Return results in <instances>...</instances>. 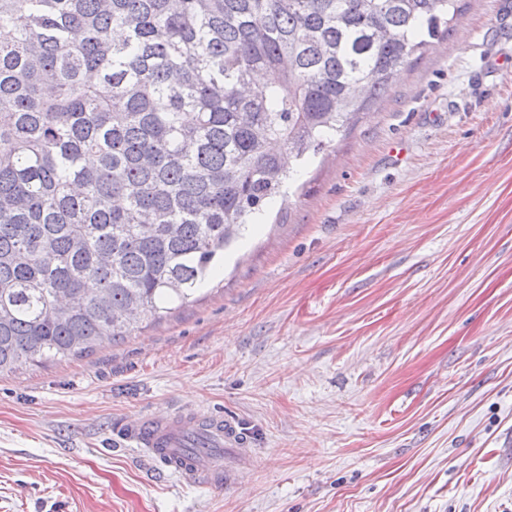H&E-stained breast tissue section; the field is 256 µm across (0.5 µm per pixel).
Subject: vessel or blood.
Returning a JSON list of instances; mask_svg holds the SVG:
<instances>
[{
    "label": "vessel or blood",
    "mask_w": 512,
    "mask_h": 512,
    "mask_svg": "<svg viewBox=\"0 0 512 512\" xmlns=\"http://www.w3.org/2000/svg\"><path fill=\"white\" fill-rule=\"evenodd\" d=\"M124 440L153 462L176 472L190 485L224 487L229 475L219 458L193 456L184 446L191 437L207 440L215 448H239L243 437L238 423L221 416H200L192 410L174 414L147 413L128 421L121 429Z\"/></svg>",
    "instance_id": "vessel-or-blood-1"
}]
</instances>
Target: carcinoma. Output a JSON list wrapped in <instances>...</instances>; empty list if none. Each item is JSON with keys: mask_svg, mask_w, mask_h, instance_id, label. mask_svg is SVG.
Wrapping results in <instances>:
<instances>
[{"mask_svg": "<svg viewBox=\"0 0 512 512\" xmlns=\"http://www.w3.org/2000/svg\"><path fill=\"white\" fill-rule=\"evenodd\" d=\"M457 2L0 0V373L195 295Z\"/></svg>", "mask_w": 512, "mask_h": 512, "instance_id": "carcinoma-1", "label": "carcinoma"}]
</instances>
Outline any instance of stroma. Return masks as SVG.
I'll list each match as a JSON object with an SVG mask.
<instances>
[{
  "label": "stroma",
  "instance_id": "stroma-1",
  "mask_svg": "<svg viewBox=\"0 0 512 512\" xmlns=\"http://www.w3.org/2000/svg\"><path fill=\"white\" fill-rule=\"evenodd\" d=\"M233 417L190 487L121 425ZM0 512H512V0L310 158L187 302L0 374Z\"/></svg>",
  "mask_w": 512,
  "mask_h": 512
}]
</instances>
